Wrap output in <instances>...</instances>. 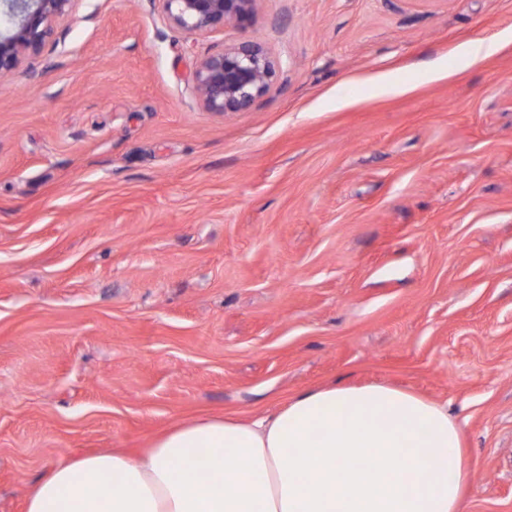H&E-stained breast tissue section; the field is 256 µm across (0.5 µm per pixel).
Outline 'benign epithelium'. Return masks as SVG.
<instances>
[{"mask_svg":"<svg viewBox=\"0 0 512 512\" xmlns=\"http://www.w3.org/2000/svg\"><path fill=\"white\" fill-rule=\"evenodd\" d=\"M74 0H0L9 29L0 32V77L26 56L40 52L53 34L52 22L69 13ZM175 26L203 34L228 23H244L258 0H159ZM279 62L250 40L224 47L201 60L191 74L202 106L209 112H245L270 90Z\"/></svg>","mask_w":512,"mask_h":512,"instance_id":"obj_1","label":"benign epithelium"}]
</instances>
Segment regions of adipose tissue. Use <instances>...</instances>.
<instances>
[{"mask_svg":"<svg viewBox=\"0 0 512 512\" xmlns=\"http://www.w3.org/2000/svg\"><path fill=\"white\" fill-rule=\"evenodd\" d=\"M469 474L447 406L383 385L331 386L250 421L178 424L138 457L59 461L26 512H461Z\"/></svg>","mask_w":512,"mask_h":512,"instance_id":"ef3b65f1","label":"adipose tissue"}]
</instances>
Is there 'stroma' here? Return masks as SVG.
I'll list each match as a JSON object with an SVG mask.
<instances>
[{
  "label": "stroma",
  "instance_id": "obj_1",
  "mask_svg": "<svg viewBox=\"0 0 512 512\" xmlns=\"http://www.w3.org/2000/svg\"><path fill=\"white\" fill-rule=\"evenodd\" d=\"M0 77V512L63 459L384 384L447 405L512 512V0H258L198 35L75 0ZM253 40L250 110L191 73ZM501 46L499 39H491L486 41H478L468 46L464 52V59L469 63H476L493 54H495ZM279 68V62L265 46L246 40L201 60L191 81L207 111L245 112L267 94Z\"/></svg>",
  "mask_w": 512,
  "mask_h": 512
}]
</instances>
